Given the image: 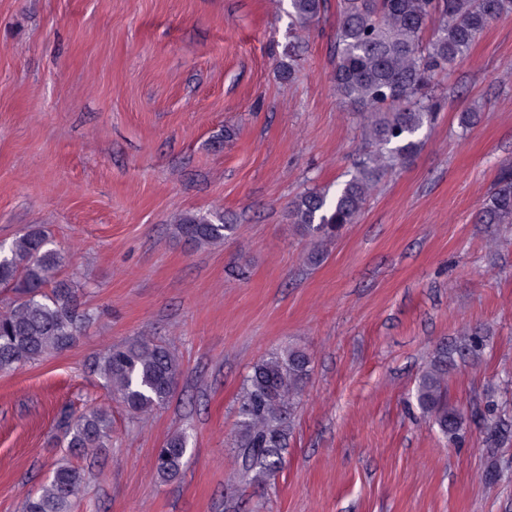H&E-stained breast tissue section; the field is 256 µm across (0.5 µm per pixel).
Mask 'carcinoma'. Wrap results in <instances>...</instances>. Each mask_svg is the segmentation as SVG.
Here are the masks:
<instances>
[{
  "label": "carcinoma",
  "instance_id": "carcinoma-1",
  "mask_svg": "<svg viewBox=\"0 0 512 512\" xmlns=\"http://www.w3.org/2000/svg\"><path fill=\"white\" fill-rule=\"evenodd\" d=\"M326 7L327 0H289L290 25L313 21ZM509 17L512 0H337L332 80L340 99L359 112L369 149L334 193L312 190L299 196L289 208L290 223L322 240L355 223L380 175L409 164L422 150L420 131L434 123L440 109L433 90L437 75L466 56L492 22ZM297 69L296 56L286 52L279 62L281 79L292 80ZM479 222L512 224L511 169L498 177ZM173 229L179 238L202 247L231 238L236 225L225 223L219 214L187 213ZM63 262L40 225L29 227L8 247L0 246V286L18 291L11 306L0 312L1 372L71 347L93 323L94 312L80 301L81 282L56 277ZM482 348V337L471 333L453 352L477 356ZM91 366L137 416L163 407L180 375L173 351L146 341L109 346L94 356ZM310 371V355L292 347L269 352L253 365L241 387L233 437L243 480L263 485L281 470ZM447 377L448 346L442 344L438 359L420 376L415 398L429 423L455 438L463 414L448 405ZM61 427L69 448L110 446L112 416L103 409L65 413ZM186 454L185 435L169 436L155 450L157 476L179 474ZM85 483L83 469L61 464L27 494L23 512H72Z\"/></svg>",
  "mask_w": 512,
  "mask_h": 512
}]
</instances>
